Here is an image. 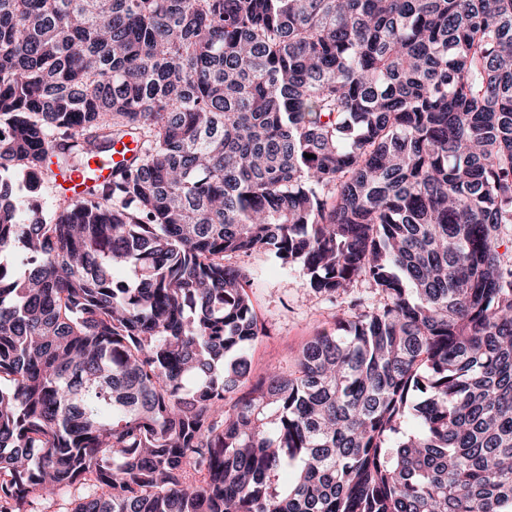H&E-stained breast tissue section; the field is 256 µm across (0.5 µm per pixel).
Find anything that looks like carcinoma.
I'll list each match as a JSON object with an SVG mask.
<instances>
[{
	"label": "carcinoma",
	"mask_w": 512,
	"mask_h": 512,
	"mask_svg": "<svg viewBox=\"0 0 512 512\" xmlns=\"http://www.w3.org/2000/svg\"><path fill=\"white\" fill-rule=\"evenodd\" d=\"M259 251L376 304L255 374ZM39 498L512 512V0H0V512ZM135 143L130 137L114 142L112 150L107 156H95L90 158L86 165L70 171H59L52 166L63 193L73 200L85 197L87 190L97 184L112 182V176L119 166L129 160L134 152L131 151ZM128 149V150H126Z\"/></svg>",
	"instance_id": "cac0c4a2"
}]
</instances>
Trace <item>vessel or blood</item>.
I'll return each instance as SVG.
<instances>
[{
	"label": "vessel or blood",
	"mask_w": 512,
	"mask_h": 512,
	"mask_svg": "<svg viewBox=\"0 0 512 512\" xmlns=\"http://www.w3.org/2000/svg\"><path fill=\"white\" fill-rule=\"evenodd\" d=\"M133 147L132 139L124 138L113 143L112 150L107 156H95L84 166L57 172L55 179L68 198L81 199L90 187L110 183L117 168L131 158Z\"/></svg>",
	"instance_id": "vessel-or-blood-1"
}]
</instances>
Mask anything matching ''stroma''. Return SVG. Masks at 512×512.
<instances>
[{
    "instance_id": "35a3bbf8",
    "label": "stroma",
    "mask_w": 512,
    "mask_h": 512,
    "mask_svg": "<svg viewBox=\"0 0 512 512\" xmlns=\"http://www.w3.org/2000/svg\"><path fill=\"white\" fill-rule=\"evenodd\" d=\"M244 264L250 275L248 292L267 328L250 351L252 368L258 374L270 367L287 370L301 346L333 327L343 308L310 293L298 273L282 268L267 253H253Z\"/></svg>"
}]
</instances>
